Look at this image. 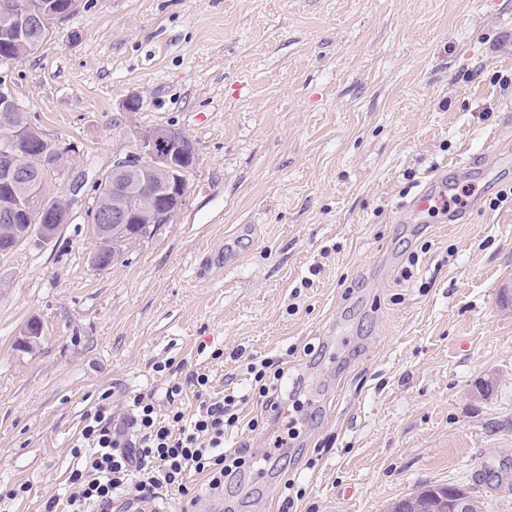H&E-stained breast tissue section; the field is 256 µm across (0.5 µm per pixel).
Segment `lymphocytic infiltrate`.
Wrapping results in <instances>:
<instances>
[{
    "label": "lymphocytic infiltrate",
    "instance_id": "f902f5d3",
    "mask_svg": "<svg viewBox=\"0 0 512 512\" xmlns=\"http://www.w3.org/2000/svg\"><path fill=\"white\" fill-rule=\"evenodd\" d=\"M246 370L248 396L272 414L271 450L259 455L245 443L233 454H225L224 436L239 420L231 410L235 397L214 393L209 375L193 372L187 383L169 382L165 397L170 409L165 415H158L152 400L133 397V438H125L113 427L105 409H96L81 432L80 443L71 449L75 463L66 499L68 512H112L117 492L144 500L163 488L176 490L193 505L197 495L188 484L190 477L202 476L209 489L219 490L242 469L259 470L277 458L279 449L299 436L300 402L282 394L286 371L281 361L265 358L248 363ZM188 385L193 386L198 402L191 414L180 406Z\"/></svg>",
    "mask_w": 512,
    "mask_h": 512
}]
</instances>
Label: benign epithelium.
I'll return each instance as SVG.
<instances>
[{
  "mask_svg": "<svg viewBox=\"0 0 512 512\" xmlns=\"http://www.w3.org/2000/svg\"><path fill=\"white\" fill-rule=\"evenodd\" d=\"M54 15L46 8L33 13L25 0L12 3L9 21L4 30L15 41L26 44L34 39V33L45 18ZM26 108L15 98L10 83L0 80V126L11 129L9 138L0 145V220L11 223L17 214L34 210L42 223L40 238L29 241L35 247L49 245L58 229L74 220V207L81 206L85 222L97 226L99 250L91 257V263L106 268V255L112 250V239L126 234L131 224H169L183 207L188 194L189 176L193 171L191 161L197 152L195 142L178 128L154 127L130 129L128 150L112 157V167L93 179L98 194H112L116 201L108 209L86 208L85 196L81 195L87 179L71 181L64 204L56 205L57 197L48 193V184L64 174L69 150L58 142L50 143L54 156L42 161L44 173L35 174L29 167V156L21 144L30 133L28 124H17L18 114ZM164 166L171 177L148 186L120 188V178L136 174L147 166ZM429 512H477L474 497L468 488L457 486L448 492L445 507Z\"/></svg>",
  "mask_w": 512,
  "mask_h": 512,
  "instance_id": "obj_1",
  "label": "benign epithelium"
}]
</instances>
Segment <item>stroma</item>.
<instances>
[{"label": "stroma", "mask_w": 512, "mask_h": 512, "mask_svg": "<svg viewBox=\"0 0 512 512\" xmlns=\"http://www.w3.org/2000/svg\"><path fill=\"white\" fill-rule=\"evenodd\" d=\"M509 25L512 0H80L0 68L76 146L53 194L110 169L135 126L198 147L185 205L113 265H92L79 216L0 256V484L28 487L0 512L66 499L99 401L125 430L135 395L166 413L156 363L239 396L253 358L300 386L295 447L191 508L159 492L162 512H387L448 484L512 512V203L494 202L512 186V57L493 50ZM474 154L483 181H453L479 207L400 220Z\"/></svg>", "instance_id": "stroma-1"}]
</instances>
